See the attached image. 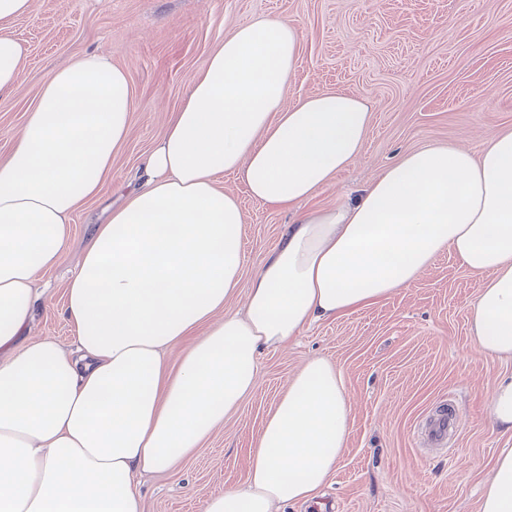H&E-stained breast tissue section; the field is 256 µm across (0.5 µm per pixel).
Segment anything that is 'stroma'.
Wrapping results in <instances>:
<instances>
[{"label":"stroma","instance_id":"1","mask_svg":"<svg viewBox=\"0 0 512 512\" xmlns=\"http://www.w3.org/2000/svg\"><path fill=\"white\" fill-rule=\"evenodd\" d=\"M273 16L300 32L289 98L344 88L371 106L363 155L314 205L355 199L408 151L450 144L476 153L492 134L512 130V0H32L12 24L26 60L16 90L0 102V161L46 76L77 55L96 52L123 68L135 105L111 179L75 213L59 265L37 276L42 297L27 340L70 344L65 288L95 224L118 202L117 187L137 172L217 42ZM218 184L247 215V281L277 249L292 214L252 199L235 175ZM480 281L444 253L399 293L262 353L257 389L223 426L192 457L138 478L143 512H203L210 496L244 484L264 420L314 356L343 374L353 402L348 444L315 503L273 512H479L495 455L512 448V435L492 431L488 415L512 361L483 357L470 337ZM450 403L458 431L450 447H430L422 430Z\"/></svg>","mask_w":512,"mask_h":512}]
</instances>
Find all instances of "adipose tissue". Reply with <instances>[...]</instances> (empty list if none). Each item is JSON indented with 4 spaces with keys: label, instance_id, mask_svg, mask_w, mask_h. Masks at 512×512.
Listing matches in <instances>:
<instances>
[{
    "label": "adipose tissue",
    "instance_id": "1",
    "mask_svg": "<svg viewBox=\"0 0 512 512\" xmlns=\"http://www.w3.org/2000/svg\"><path fill=\"white\" fill-rule=\"evenodd\" d=\"M31 7L0 0V100L24 59L11 26ZM298 48L297 27L279 18L213 48L82 251L65 291L68 348L23 338L36 276L59 264L74 212L111 177L134 96L126 72L95 52L45 79L0 163V512H142L137 476L172 467L223 425L256 390L263 350L387 299L443 252L482 277L477 350L512 361V131L477 156L407 152L354 201L312 206L363 153L371 114L342 89L288 99ZM225 172L294 213L241 313L225 306L240 291L246 216L216 185ZM350 418L341 371L308 359L264 421L246 483L203 512L311 499L337 468ZM479 512H512V448L497 454Z\"/></svg>",
    "mask_w": 512,
    "mask_h": 512
}]
</instances>
